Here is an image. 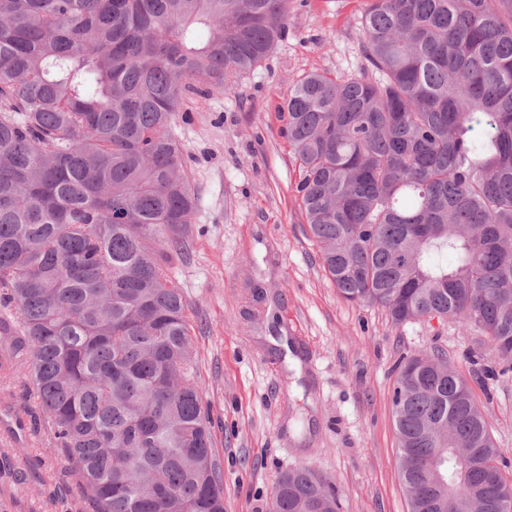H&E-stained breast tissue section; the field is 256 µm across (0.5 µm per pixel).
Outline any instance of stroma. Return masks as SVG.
Returning a JSON list of instances; mask_svg holds the SVG:
<instances>
[{"label": "stroma", "instance_id": "stroma-1", "mask_svg": "<svg viewBox=\"0 0 512 512\" xmlns=\"http://www.w3.org/2000/svg\"><path fill=\"white\" fill-rule=\"evenodd\" d=\"M367 0H289L288 34L229 89L184 102L176 133L199 205L170 275L187 300L195 372L211 412L224 512H271V489L307 466L339 512H408L392 416L397 366L444 358L466 378L512 483V364L480 332L403 325L344 300L307 234L280 107L307 74L365 64ZM24 383L0 371V512H93Z\"/></svg>", "mask_w": 512, "mask_h": 512}]
</instances>
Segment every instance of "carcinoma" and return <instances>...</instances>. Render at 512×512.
I'll list each match as a JSON object with an SVG mask.
<instances>
[{
	"label": "carcinoma",
	"mask_w": 512,
	"mask_h": 512,
	"mask_svg": "<svg viewBox=\"0 0 512 512\" xmlns=\"http://www.w3.org/2000/svg\"><path fill=\"white\" fill-rule=\"evenodd\" d=\"M288 0H0V331L95 512H224L187 301L197 190L175 126L287 31ZM367 66L283 105L295 186L347 301L443 315L512 359V0H370ZM392 411L409 512H500L461 374L417 355ZM312 470L272 512H337Z\"/></svg>",
	"instance_id": "obj_1"
}]
</instances>
